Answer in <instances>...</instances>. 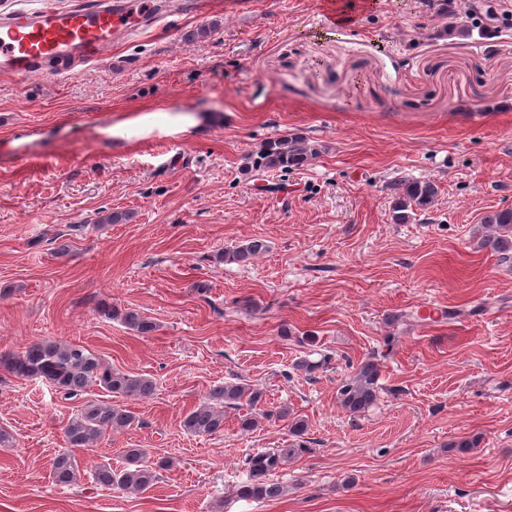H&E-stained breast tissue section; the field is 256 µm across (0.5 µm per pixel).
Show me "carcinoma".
<instances>
[{
    "mask_svg": "<svg viewBox=\"0 0 512 512\" xmlns=\"http://www.w3.org/2000/svg\"><path fill=\"white\" fill-rule=\"evenodd\" d=\"M317 155V148L300 134L271 138L245 157L244 171L299 170ZM438 196V186L431 180H406L401 184L393 202L392 212L397 224H407L418 210L432 206ZM484 232L480 247L509 259L512 254V209L490 212L483 216ZM263 239L253 238L224 250V260L246 263L266 252ZM127 325L139 335H148L155 324L142 314L130 311L125 315ZM386 354L374 350L356 367L339 389L341 406L349 413L368 410L378 399L379 361ZM0 369L18 379H38L52 386L66 400H79L87 389L97 386L115 397L149 400L156 392V382L147 375H133L112 369L94 351L79 344H64L45 339L35 342L17 353L0 354ZM262 392L237 383L213 386L208 394L184 416L183 429L195 436H211L224 432V408H237L245 402L251 412L240 419V428L254 430L259 417L270 413L258 408ZM136 420L133 412L109 402H87L68 420L65 436L74 448H91L109 431L130 427ZM144 451L140 448L125 450L127 466L112 469V464L101 463L92 471L96 483L104 487H117L143 493L153 487L159 471L171 466L167 459L154 465L142 463ZM288 458V449L258 453L246 458L251 472L248 482L241 484L236 494L244 500H272L283 494V487L268 480L267 475ZM80 470L75 457L64 452L55 456L51 475L59 484L77 481Z\"/></svg>",
    "mask_w": 512,
    "mask_h": 512,
    "instance_id": "carcinoma-1",
    "label": "carcinoma"
}]
</instances>
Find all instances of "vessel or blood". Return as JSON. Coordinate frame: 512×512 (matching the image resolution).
<instances>
[{
  "instance_id": "vessel-or-blood-1",
  "label": "vessel or blood",
  "mask_w": 512,
  "mask_h": 512,
  "mask_svg": "<svg viewBox=\"0 0 512 512\" xmlns=\"http://www.w3.org/2000/svg\"><path fill=\"white\" fill-rule=\"evenodd\" d=\"M155 0H95L67 10L45 8L0 18V73L17 79L38 71L69 75L109 52L132 23L159 24Z\"/></svg>"
}]
</instances>
